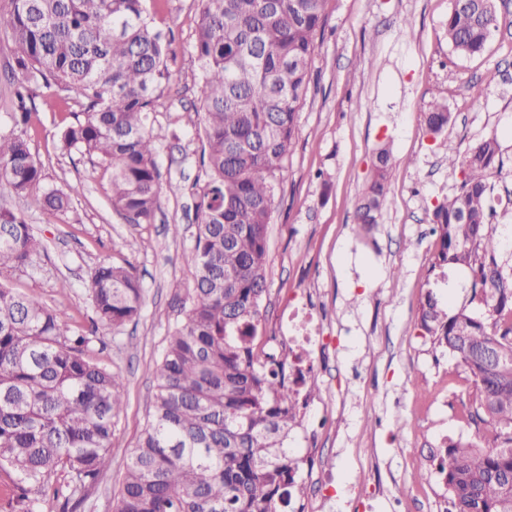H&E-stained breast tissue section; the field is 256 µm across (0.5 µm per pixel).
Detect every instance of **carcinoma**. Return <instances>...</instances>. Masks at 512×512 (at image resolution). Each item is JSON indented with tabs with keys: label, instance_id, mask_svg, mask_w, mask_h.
I'll use <instances>...</instances> for the list:
<instances>
[{
	"label": "carcinoma",
	"instance_id": "1",
	"mask_svg": "<svg viewBox=\"0 0 512 512\" xmlns=\"http://www.w3.org/2000/svg\"><path fill=\"white\" fill-rule=\"evenodd\" d=\"M325 0H203L193 45L201 73L208 180L196 192V233L185 255L195 271L155 371L151 421L126 466L115 512H280L297 461L283 445L296 392L255 352L266 293V230L292 151ZM499 27L496 0H451L447 36L463 56L482 54ZM0 33L16 68L18 110L0 132V182L23 196L43 180L29 147L31 86L57 87L82 106L62 148L100 158L112 171V206L130 224H151L160 206L151 95L165 78L168 44L143 0H8ZM434 133L446 106L426 112ZM491 137L468 149L460 188L432 212L431 270H465L486 317L453 314L427 293L419 326L434 349L470 373L477 398L468 422L491 437L451 442L430 462L448 512H512V273L500 263L489 222L488 178L499 163ZM392 156L378 151L355 209L370 233L389 203ZM44 210L62 214L69 194L47 189ZM40 242L24 215L0 206V271L25 270ZM88 294L94 323L137 319L143 291L131 264H101ZM91 338L66 310L0 283V492L3 512H40L46 500L74 512V497L110 465L123 377L88 354Z\"/></svg>",
	"mask_w": 512,
	"mask_h": 512
}]
</instances>
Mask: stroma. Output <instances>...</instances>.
<instances>
[{"instance_id":"stroma-1","label":"stroma","mask_w":512,"mask_h":512,"mask_svg":"<svg viewBox=\"0 0 512 512\" xmlns=\"http://www.w3.org/2000/svg\"><path fill=\"white\" fill-rule=\"evenodd\" d=\"M146 14L169 32L167 78L154 91L149 131L159 145L164 190L153 223L130 224L112 207L111 173L97 158L66 151L62 129L74 103L48 108L38 88L30 149L43 186L15 196L0 185V205L22 211L46 247L27 271L0 282L66 308L71 328L93 331L89 347L102 366L121 373L123 404L114 419L111 465L87 488L76 512H113L131 452L147 424L154 370L169 329L183 320L176 298L190 288L185 262L196 232L190 188L205 183L198 164L203 114L200 70L193 43L201 0H143ZM451 0H325L324 26L315 39L298 134L285 161L267 228V292L258 340L267 353L288 352V298L309 292L322 335L313 365L328 361L319 389L299 394L314 414L331 410L314 458L332 471L331 493L309 488L314 512H445L441 476L421 479L430 450L459 431V391L473 381L456 359L436 354L418 327L427 293L449 312L486 311L473 300L465 271L429 286L436 254L433 209L456 192L460 170L449 152L465 155L479 141L500 143V163L489 178L492 220L503 240L501 259L512 272V0H498L500 24L479 56L456 54L446 27ZM479 85L480 97L469 88ZM446 105L451 120L438 134L425 122L429 105ZM389 147V205L368 238L354 230L355 202L379 148ZM69 192L70 209L55 216L40 206L44 187ZM180 225L172 234L171 225ZM102 261L131 263L145 304L120 329L93 327L87 285Z\"/></svg>"}]
</instances>
